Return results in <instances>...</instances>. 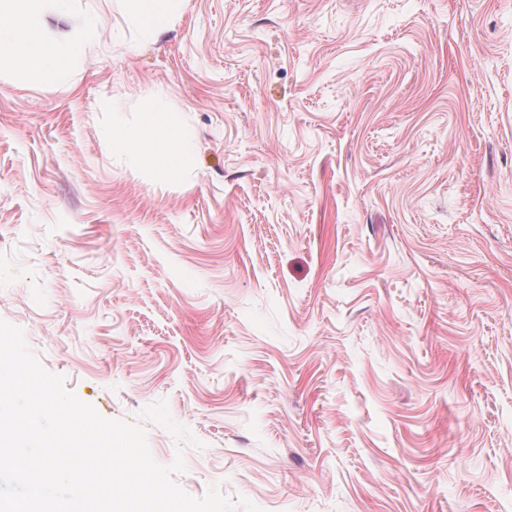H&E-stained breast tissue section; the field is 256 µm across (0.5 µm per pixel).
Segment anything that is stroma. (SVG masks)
Segmentation results:
<instances>
[{
	"label": "stroma",
	"mask_w": 512,
	"mask_h": 512,
	"mask_svg": "<svg viewBox=\"0 0 512 512\" xmlns=\"http://www.w3.org/2000/svg\"><path fill=\"white\" fill-rule=\"evenodd\" d=\"M56 83L0 65V319L177 478L261 512H512V0H121ZM163 101L154 171L112 139ZM127 23L138 33L140 41L153 40L159 30L178 16L184 0H123Z\"/></svg>",
	"instance_id": "obj_1"
}]
</instances>
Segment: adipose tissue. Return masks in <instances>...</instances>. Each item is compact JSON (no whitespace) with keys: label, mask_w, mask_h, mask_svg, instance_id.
Instances as JSON below:
<instances>
[{"label":"adipose tissue","mask_w":512,"mask_h":512,"mask_svg":"<svg viewBox=\"0 0 512 512\" xmlns=\"http://www.w3.org/2000/svg\"><path fill=\"white\" fill-rule=\"evenodd\" d=\"M61 3L62 0H0V15L12 16L18 22L9 39L0 43V49L13 53L19 59L35 61L37 74L49 82L61 80L66 64L78 61L85 45L94 40L98 33L97 24L92 23L74 33L67 41L47 50L42 49L37 19L46 8H56ZM183 7L184 0H123L126 20L143 41L153 40L161 28L182 12ZM155 122L167 133L163 144H155L140 131L126 132L119 138L120 145L136 165L148 167L161 160H174L178 156L183 134L165 111H157Z\"/></svg>","instance_id":"ef3b65f1"}]
</instances>
